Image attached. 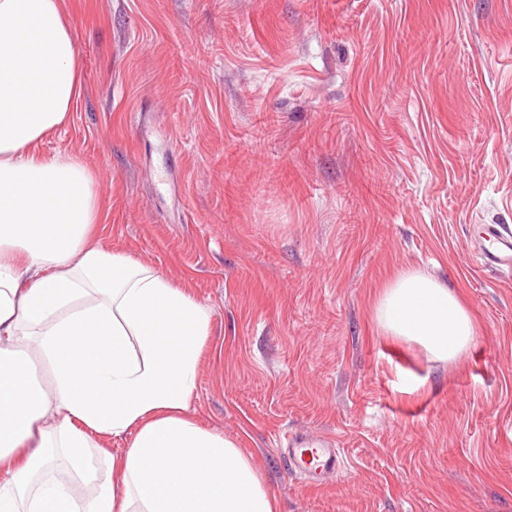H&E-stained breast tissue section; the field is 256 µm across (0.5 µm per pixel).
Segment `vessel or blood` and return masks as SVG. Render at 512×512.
<instances>
[{
    "label": "vessel or blood",
    "instance_id": "1",
    "mask_svg": "<svg viewBox=\"0 0 512 512\" xmlns=\"http://www.w3.org/2000/svg\"><path fill=\"white\" fill-rule=\"evenodd\" d=\"M485 232L492 237L496 247L482 252L485 266L498 270L512 268V232H500L494 226H486ZM288 465L298 475L313 482H320L327 474L345 472L347 463L335 441L329 437L312 439L294 435L288 439Z\"/></svg>",
    "mask_w": 512,
    "mask_h": 512
}]
</instances>
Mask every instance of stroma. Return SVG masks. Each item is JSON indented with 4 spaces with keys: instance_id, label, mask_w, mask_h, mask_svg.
I'll return each mask as SVG.
<instances>
[{
    "instance_id": "obj_1",
    "label": "stroma",
    "mask_w": 512,
    "mask_h": 512,
    "mask_svg": "<svg viewBox=\"0 0 512 512\" xmlns=\"http://www.w3.org/2000/svg\"><path fill=\"white\" fill-rule=\"evenodd\" d=\"M64 8L85 97L41 149L94 173L100 243L210 310L191 415L280 512H512V275L477 244L512 226V0ZM403 270L471 314L458 359L378 324ZM295 431L346 473H291Z\"/></svg>"
}]
</instances>
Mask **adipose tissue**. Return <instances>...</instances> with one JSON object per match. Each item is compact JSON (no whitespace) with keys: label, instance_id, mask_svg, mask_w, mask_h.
<instances>
[{"label":"adipose tissue","instance_id":"obj_1","mask_svg":"<svg viewBox=\"0 0 512 512\" xmlns=\"http://www.w3.org/2000/svg\"><path fill=\"white\" fill-rule=\"evenodd\" d=\"M83 92L63 0H0V512H277L251 458L188 413L209 309L94 241L106 215L91 172L41 149ZM375 317L440 361L475 337L455 293L418 271L392 281Z\"/></svg>","mask_w":512,"mask_h":512}]
</instances>
